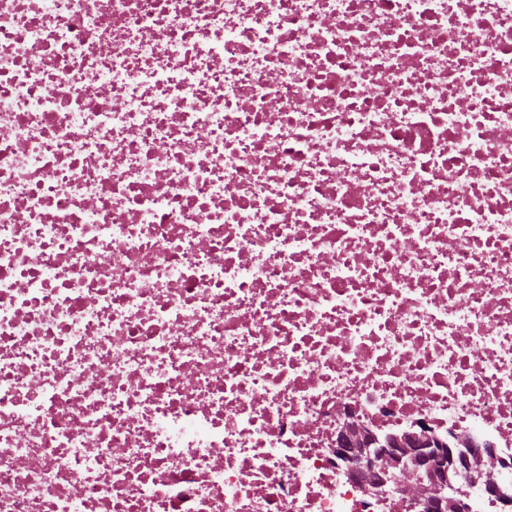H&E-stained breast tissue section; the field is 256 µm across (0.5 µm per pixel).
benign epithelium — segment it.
<instances>
[{"instance_id":"obj_1","label":"benign epithelium","mask_w":512,"mask_h":512,"mask_svg":"<svg viewBox=\"0 0 512 512\" xmlns=\"http://www.w3.org/2000/svg\"><path fill=\"white\" fill-rule=\"evenodd\" d=\"M427 426L384 440L351 422L339 424L335 455L347 464V475L362 491L381 496L398 487L408 493L419 512H448L463 508V492L448 483V471L463 475L465 486L487 495L498 512H512V497L498 491L501 469L511 461L499 458L493 448H473L455 457L446 448H436L426 434Z\"/></svg>"}]
</instances>
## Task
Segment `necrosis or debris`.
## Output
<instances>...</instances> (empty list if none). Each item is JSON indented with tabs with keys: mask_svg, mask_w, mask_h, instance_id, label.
<instances>
[{
	"mask_svg": "<svg viewBox=\"0 0 512 512\" xmlns=\"http://www.w3.org/2000/svg\"><path fill=\"white\" fill-rule=\"evenodd\" d=\"M349 415L512 457V0H0V512H413Z\"/></svg>",
	"mask_w": 512,
	"mask_h": 512,
	"instance_id": "1",
	"label": "necrosis or debris"
}]
</instances>
